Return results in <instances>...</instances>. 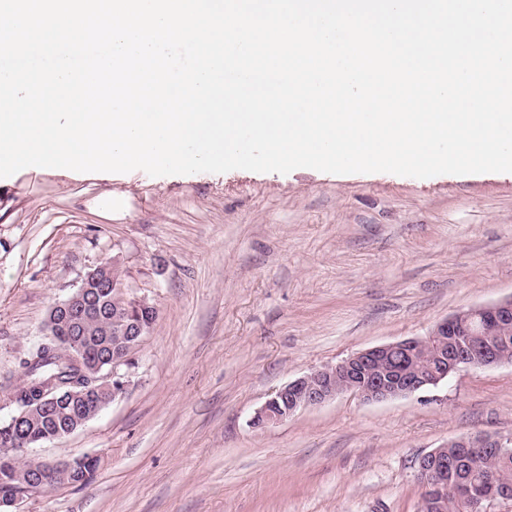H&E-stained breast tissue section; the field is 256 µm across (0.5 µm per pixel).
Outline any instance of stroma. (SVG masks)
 <instances>
[{
  "label": "stroma",
  "mask_w": 512,
  "mask_h": 512,
  "mask_svg": "<svg viewBox=\"0 0 512 512\" xmlns=\"http://www.w3.org/2000/svg\"><path fill=\"white\" fill-rule=\"evenodd\" d=\"M109 190L125 200L107 219L94 201ZM112 259L157 320L126 394L34 450L97 456L94 481L22 512H417L419 457L512 435V364L250 425L298 376L512 296V172L22 169L0 181L1 374L50 307Z\"/></svg>",
  "instance_id": "35a3bbf8"
}]
</instances>
